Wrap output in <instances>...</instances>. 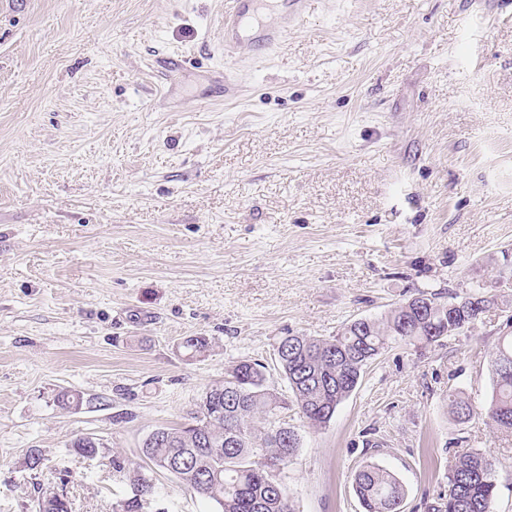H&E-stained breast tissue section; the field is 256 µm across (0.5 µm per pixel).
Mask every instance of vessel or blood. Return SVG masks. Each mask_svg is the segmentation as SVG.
<instances>
[{
	"label": "vessel or blood",
	"mask_w": 512,
	"mask_h": 512,
	"mask_svg": "<svg viewBox=\"0 0 512 512\" xmlns=\"http://www.w3.org/2000/svg\"><path fill=\"white\" fill-rule=\"evenodd\" d=\"M307 11L308 0H225V65L234 63L244 44L263 50L279 46Z\"/></svg>",
	"instance_id": "obj_1"
}]
</instances>
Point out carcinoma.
I'll return each mask as SVG.
<instances>
[{
	"instance_id": "carcinoma-1",
	"label": "carcinoma",
	"mask_w": 512,
	"mask_h": 512,
	"mask_svg": "<svg viewBox=\"0 0 512 512\" xmlns=\"http://www.w3.org/2000/svg\"><path fill=\"white\" fill-rule=\"evenodd\" d=\"M490 305L469 294L420 291L383 317L354 319L333 336H283L278 364L291 398L280 396L263 363L239 361L224 381L205 390L188 422L158 428L159 439L146 437L142 455L221 512H295L282 478L300 448L296 426L281 431L288 410L311 427L327 424L357 387L364 367L389 343H439L473 325ZM493 381L485 415L496 429L512 434V337L498 343ZM131 485L132 495L112 512H143L157 495L155 483L140 475ZM353 487L364 512H401L405 490L390 471L364 465ZM494 488L491 454L466 449L448 466V493L426 503V512H492Z\"/></svg>"
}]
</instances>
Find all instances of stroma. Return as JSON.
Here are the masks:
<instances>
[{"instance_id":"stroma-1","label":"stroma","mask_w":512,"mask_h":512,"mask_svg":"<svg viewBox=\"0 0 512 512\" xmlns=\"http://www.w3.org/2000/svg\"><path fill=\"white\" fill-rule=\"evenodd\" d=\"M240 56L218 93L224 0H0V512L45 492L112 512L137 473L157 487L145 512H217L146 462L147 435L241 359L287 393L281 337L420 291L493 306L370 361L326 426H300L289 494L362 512L352 476L373 463L425 512L472 448L512 512V435L483 415L512 334V0H310L281 47Z\"/></svg>"}]
</instances>
